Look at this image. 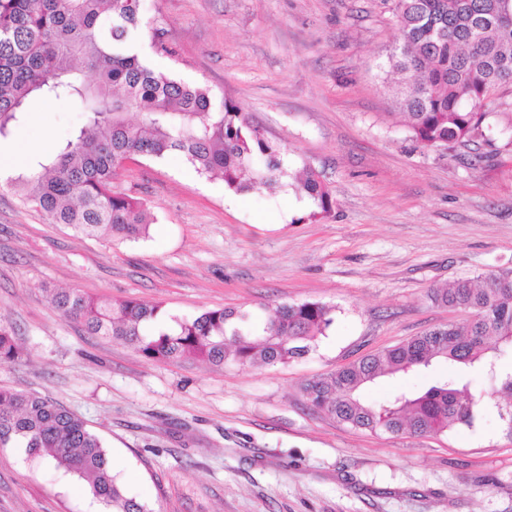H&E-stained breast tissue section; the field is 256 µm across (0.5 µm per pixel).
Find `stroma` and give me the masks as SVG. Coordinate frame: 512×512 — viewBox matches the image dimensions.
<instances>
[{"mask_svg":"<svg viewBox=\"0 0 512 512\" xmlns=\"http://www.w3.org/2000/svg\"><path fill=\"white\" fill-rule=\"evenodd\" d=\"M171 54L156 69L238 104L290 172H318L333 207L291 186L238 194L172 155L123 165L116 190L155 217L139 239L51 224L0 184V327L23 348L0 385L51 397L100 435L149 512H512L511 404L480 371L474 427L413 437L339 423L301 386L469 313L431 288L512 268V84L484 103V138L422 147L379 68L401 40L394 0H143ZM84 114L29 102L5 137L65 142ZM136 298L190 317L318 301L334 323L285 364L146 362L87 335L55 289ZM86 483L0 448V512H92Z\"/></svg>","mask_w":512,"mask_h":512,"instance_id":"1","label":"stroma"}]
</instances>
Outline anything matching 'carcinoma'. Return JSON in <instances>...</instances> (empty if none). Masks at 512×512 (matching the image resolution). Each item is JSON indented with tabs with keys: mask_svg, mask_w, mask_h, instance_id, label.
I'll return each mask as SVG.
<instances>
[{
	"mask_svg": "<svg viewBox=\"0 0 512 512\" xmlns=\"http://www.w3.org/2000/svg\"><path fill=\"white\" fill-rule=\"evenodd\" d=\"M504 6L512 11V0H397L401 41L387 54L385 68L396 76L395 104L417 144L450 146L483 136V103L502 85L499 68L512 72V27L487 22ZM146 41L170 53L161 29L143 22L141 0H0V136L34 97L71 100L85 114L77 135L36 157L13 181L22 201L49 223L91 236H145L153 223L146 204L112 187L128 156L178 153L236 193L287 175L279 148L235 103L154 69L142 53ZM131 112L138 114L134 121ZM294 189L321 212L331 210L330 192L317 173L306 172ZM431 298L470 310L473 318L308 381L303 392L311 406L354 428L421 437L472 427L479 419V399L462 382V367L496 376L512 395V369L497 365L512 349V269L457 280L433 289ZM51 303L89 333L122 340L148 361L286 363L306 355L333 324L331 309L317 301L278 305L262 318L224 308L178 318L159 304L77 290H55ZM22 356L0 328V364ZM435 361L448 363V376L387 404L364 399L365 389L382 378L427 371ZM0 447L20 448L87 481L112 512H150L112 474L102 439L46 397L0 387Z\"/></svg>",
	"mask_w": 512,
	"mask_h": 512,
	"instance_id": "obj_1",
	"label": "carcinoma"
}]
</instances>
